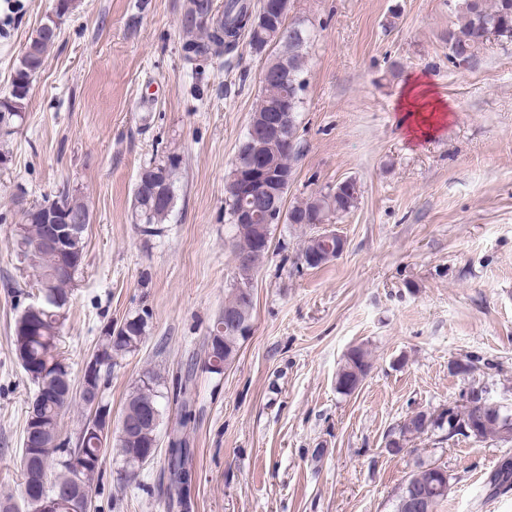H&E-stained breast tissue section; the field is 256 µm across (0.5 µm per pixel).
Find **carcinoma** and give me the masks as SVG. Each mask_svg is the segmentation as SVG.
Listing matches in <instances>:
<instances>
[{"label":"carcinoma","mask_w":512,"mask_h":512,"mask_svg":"<svg viewBox=\"0 0 512 512\" xmlns=\"http://www.w3.org/2000/svg\"><path fill=\"white\" fill-rule=\"evenodd\" d=\"M261 5V0H224V11L219 20H214V0H186L180 18L183 33V49L189 52L187 62L200 59L207 63L238 49L240 40H245L250 52L257 55L274 49L263 71L269 79L262 86V95L253 109L249 126L258 127L269 112L281 111L288 116V121L295 122L294 114L301 109L302 95L306 88L305 63L309 34L303 21L296 20L290 26L291 33L286 37L276 36L279 21L267 23L266 26L253 30L250 20ZM454 7L460 14L461 24L448 32V60L457 64L470 62L475 53L486 42V34L495 32L501 42H512V0H455ZM60 34L39 26L28 39L26 46L30 52H22L13 66L9 92L0 95V127H11L24 120L31 84L35 75L43 68L49 50ZM263 151L275 170L287 172L295 168L299 156L297 144L287 140L262 144ZM183 165V159L176 153H169L162 159L151 161L144 166L141 173L148 176L157 170L163 173V182L167 196L160 200L155 198L152 187L144 186L143 191L132 194V208L137 224L145 235L160 232L159 225L166 223L174 208L175 182ZM359 193L342 188L333 191L329 186L307 199L287 208L285 223L313 224L329 221L352 211L358 203ZM55 202L67 210L89 215V207L77 190L65 185L59 190ZM47 200L40 204L21 209V224L16 229V245L21 255H26L30 246L42 242V250L33 265L41 270L40 286L43 293L44 314L37 321V328L26 326L21 331L12 330L11 345L19 364L35 384L40 399L37 405L28 411L27 420L37 419L42 428L37 441L40 450L31 455L29 448L22 453L24 484L33 480L41 483L50 493L56 490H69L78 493L85 484H94L110 448L118 449L123 461L120 475L130 478V474L143 464L136 449L147 452L155 441L157 429L141 421V412L149 408L162 416L158 401L157 375L153 372L143 374L132 391L128 394L122 412L126 413L127 426H116L101 437L90 421H85L80 429L76 447L58 446L59 425L63 415L70 407L64 395L71 387L68 366L58 351L59 337L64 322L60 308L54 306L47 298L56 292L69 297L71 286L83 268L85 255H76V260L69 265L54 281H49V272L57 269V257L54 249L45 244V224L49 222ZM234 230L233 246L235 255L243 259L237 267L236 276L242 281L252 282L254 273L268 254V249L260 243L264 235L249 225H239L230 220ZM253 295L243 296L230 293L224 302V311L237 316L244 328L252 329ZM128 335L115 336L112 329H107L97 351L102 354L104 365L93 377L94 386L102 384L103 376L110 373L116 359L135 351L146 335L148 314L135 313L124 320ZM221 321L212 325L207 342L211 343L214 357L232 364L247 334L238 335L217 330ZM371 368L368 350L362 346L352 347L345 355L343 365L336 373V389L343 395H349L358 388ZM512 414L503 407L485 401L482 406L471 409L463 408L457 413L458 423L469 422L467 432L475 439L498 438L503 419ZM447 431L448 437L464 435L456 429L452 420L441 413H418L410 416L399 428L398 438L402 441L411 435L427 431ZM83 455L87 465L78 472L71 459ZM190 452H185L175 461L168 462L171 488L176 495L179 506L188 509V488L190 484ZM436 464L421 465L406 480L401 489L397 512H412L419 506L435 510L437 504L448 495L449 478L437 479L433 472ZM487 485L491 494H505L512 490V460L504 461L488 477Z\"/></svg>","instance_id":"cac0c4a2"}]
</instances>
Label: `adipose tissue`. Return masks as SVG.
Wrapping results in <instances>:
<instances>
[{
    "instance_id": "obj_1",
    "label": "adipose tissue",
    "mask_w": 512,
    "mask_h": 512,
    "mask_svg": "<svg viewBox=\"0 0 512 512\" xmlns=\"http://www.w3.org/2000/svg\"><path fill=\"white\" fill-rule=\"evenodd\" d=\"M398 112L401 127L417 139L432 135L447 117L449 108L435 95L431 82L417 76L407 81Z\"/></svg>"
}]
</instances>
